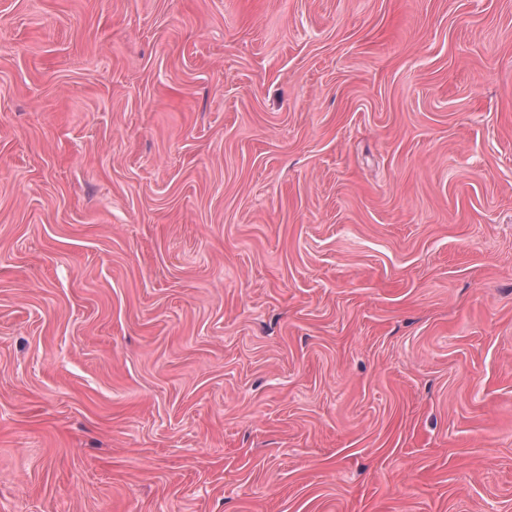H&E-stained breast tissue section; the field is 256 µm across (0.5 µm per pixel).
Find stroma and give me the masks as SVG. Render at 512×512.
Wrapping results in <instances>:
<instances>
[{
  "label": "stroma",
  "instance_id": "1",
  "mask_svg": "<svg viewBox=\"0 0 512 512\" xmlns=\"http://www.w3.org/2000/svg\"><path fill=\"white\" fill-rule=\"evenodd\" d=\"M0 512H512V0H0Z\"/></svg>",
  "mask_w": 512,
  "mask_h": 512
}]
</instances>
